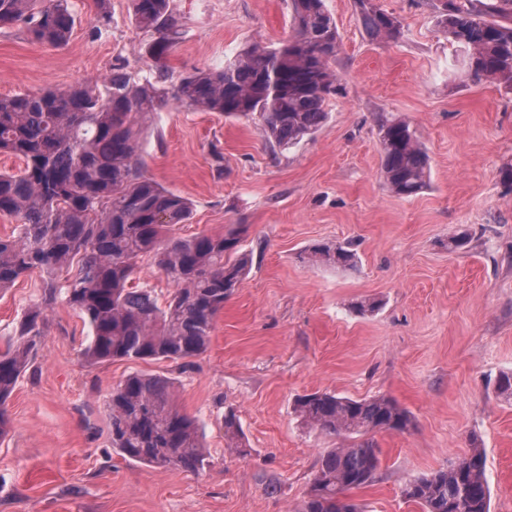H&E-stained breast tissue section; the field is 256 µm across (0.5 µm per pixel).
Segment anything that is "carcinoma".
<instances>
[{"label": "carcinoma", "mask_w": 512, "mask_h": 512, "mask_svg": "<svg viewBox=\"0 0 512 512\" xmlns=\"http://www.w3.org/2000/svg\"><path fill=\"white\" fill-rule=\"evenodd\" d=\"M134 23L156 34L144 47L153 65L134 79L120 67L101 85L80 84L35 94L0 97V154L22 162L0 172V215L17 219L0 237V292L36 270L41 298L24 310L0 351V437L9 430L7 405L33 366L46 312L63 300L89 329L82 356L91 365L169 361L184 369L204 353L217 315L249 271L234 262L245 226L223 234L182 237L188 199L149 177L138 155L140 122L168 98L226 117L256 120L264 141L286 150L328 121L332 98L343 94L332 62L340 46L324 0H291L293 34L275 46L254 43L220 70H197L167 88L166 60L178 19L170 0H132ZM438 24L448 42L466 53L469 76L512 90V0H437ZM360 24L376 41H395L401 23L376 0H353ZM22 22L30 39L64 46L75 18L69 0H0V25ZM381 175L392 194L411 197L428 182L429 157L411 124L391 112L376 118ZM309 259L352 269L351 245L315 243ZM150 257L174 283L165 304L135 283L138 262ZM65 280H60L62 273ZM296 412L312 430L344 436L319 467L298 512H362L347 492L372 483L379 452L365 435L405 432L409 413L387 396L355 400L329 392L297 397ZM112 448L128 460L188 472L205 465L195 419L175 403L174 382L133 373L107 401ZM224 436L241 438L233 411ZM402 496L422 512H490L483 449L474 446L454 465L412 478Z\"/></svg>", "instance_id": "carcinoma-1"}]
</instances>
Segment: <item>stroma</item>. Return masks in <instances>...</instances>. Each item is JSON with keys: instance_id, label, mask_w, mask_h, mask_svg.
I'll return each mask as SVG.
<instances>
[{"instance_id": "35a3bbf8", "label": "stroma", "mask_w": 512, "mask_h": 512, "mask_svg": "<svg viewBox=\"0 0 512 512\" xmlns=\"http://www.w3.org/2000/svg\"><path fill=\"white\" fill-rule=\"evenodd\" d=\"M402 23L395 42L364 33L353 0H325L339 34L333 64L345 87L313 137L273 149L255 124L179 104L152 115L140 140L148 176L187 198L180 232L244 224L250 271L218 314L192 367L117 360L90 365L88 328L65 303L46 316L33 368L7 406L0 438V512H295L338 438L308 431L297 396L385 395L413 416L378 432L375 482L350 491L363 512H422L401 495L410 478L447 467L472 444L486 455L491 512H512V397L495 381L512 372V92L452 79L462 58L437 23L436 0H377ZM62 47L32 42L23 23L0 26V96L101 81L113 66L142 77L151 38L131 0H72ZM178 19L167 65L173 79L223 68L243 47L292 32L290 0H171ZM407 118L429 156L427 187L389 193L380 176L375 119ZM468 229V248L448 235ZM353 242L354 270L308 262L318 242ZM40 278L0 296V349L39 297ZM375 301L359 314L351 305ZM134 372L175 381L181 410L203 433L196 472L124 459L112 447L106 400ZM234 410L242 449L222 421Z\"/></svg>"}]
</instances>
